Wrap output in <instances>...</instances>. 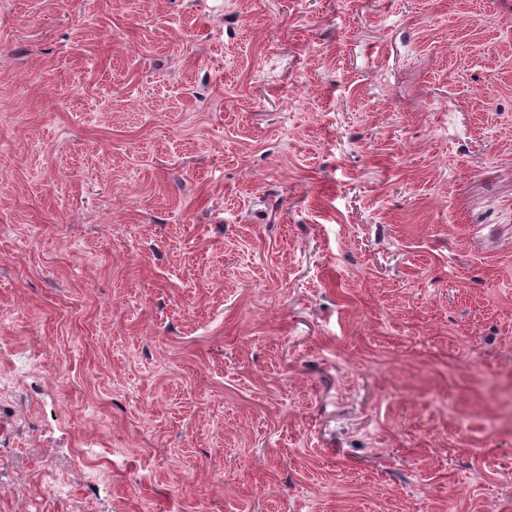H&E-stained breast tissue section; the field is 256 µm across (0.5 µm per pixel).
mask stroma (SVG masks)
<instances>
[{"label":"stroma","mask_w":512,"mask_h":512,"mask_svg":"<svg viewBox=\"0 0 512 512\" xmlns=\"http://www.w3.org/2000/svg\"><path fill=\"white\" fill-rule=\"evenodd\" d=\"M0 512H512V0H0Z\"/></svg>","instance_id":"obj_1"}]
</instances>
